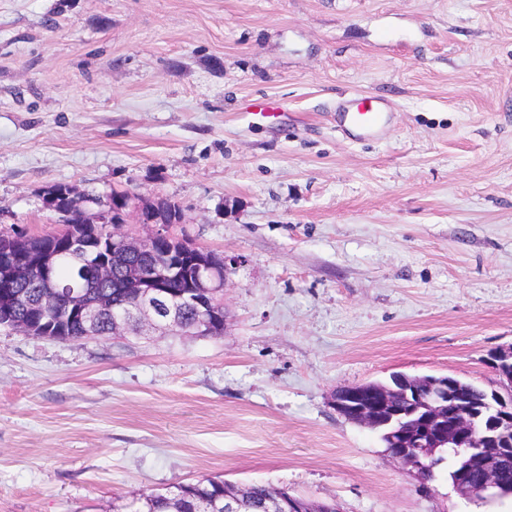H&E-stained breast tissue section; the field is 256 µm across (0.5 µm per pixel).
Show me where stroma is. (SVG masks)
<instances>
[{
    "mask_svg": "<svg viewBox=\"0 0 512 512\" xmlns=\"http://www.w3.org/2000/svg\"><path fill=\"white\" fill-rule=\"evenodd\" d=\"M381 97L376 138L336 125ZM269 97L278 117L253 119ZM62 183L180 208L230 260L228 328H0V512H127L204 479L343 512H512L423 483L336 391L498 388L512 346V0H0V231Z\"/></svg>",
    "mask_w": 512,
    "mask_h": 512,
    "instance_id": "35a3bbf8",
    "label": "stroma"
}]
</instances>
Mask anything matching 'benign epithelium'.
Here are the masks:
<instances>
[{
  "mask_svg": "<svg viewBox=\"0 0 512 512\" xmlns=\"http://www.w3.org/2000/svg\"><path fill=\"white\" fill-rule=\"evenodd\" d=\"M153 203L136 211L137 222L153 226L146 237L122 230L123 224L112 221L105 211L96 223L87 220L84 209L68 213L70 224L85 226L86 235L70 239L71 255L82 260L90 255V239L112 238V249H121L129 262L121 267V287L129 298L115 303L107 298L89 301L85 294L57 290L55 284L41 300L45 309L60 307L67 314L86 323L85 337L97 336L93 330L96 319L108 313L112 316V334L132 332L143 335L147 330L175 334L183 328L182 314L187 306L196 309L197 318L190 332L197 336H222L227 327L222 299L227 258L176 240L170 224L153 216ZM170 245V251L195 257L194 277L186 290L176 292L167 283L176 276L177 264L156 254L160 245ZM9 249H0V285L8 288L31 277L36 271L50 279L49 270L55 259L54 247L42 249L44 257L31 263L4 257ZM336 411L355 419L373 431L384 428L397 436L395 447L389 449L394 461L409 466L411 461L434 458L440 448H447L458 461L452 472L457 493L469 500L495 498L512 494L499 479L501 462L512 456V448L500 442L512 436V394L503 397L493 393L475 410L455 390L450 376L410 379L395 376L392 384L370 388L352 386L337 394ZM479 461L482 478L477 485L469 483V462ZM308 499L287 495L272 501L266 512H306Z\"/></svg>",
  "mask_w": 512,
  "mask_h": 512,
  "instance_id": "1",
  "label": "benign epithelium"
}]
</instances>
